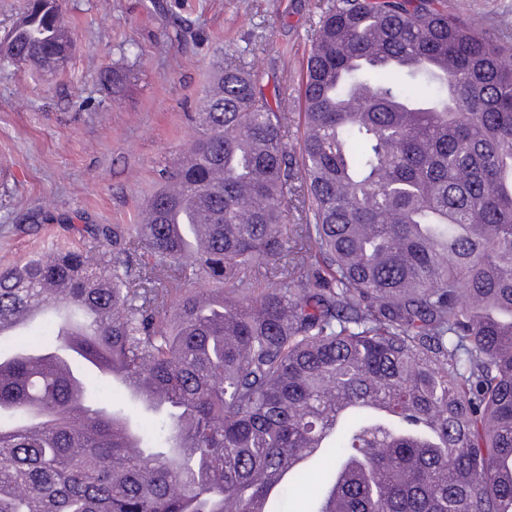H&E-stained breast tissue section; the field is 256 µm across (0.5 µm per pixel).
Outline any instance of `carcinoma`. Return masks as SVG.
Instances as JSON below:
<instances>
[{"mask_svg":"<svg viewBox=\"0 0 512 512\" xmlns=\"http://www.w3.org/2000/svg\"><path fill=\"white\" fill-rule=\"evenodd\" d=\"M480 25L335 0L297 148L227 63L152 220L0 269V512H288L318 454L309 512H512V44ZM4 41L44 71L71 37L30 0ZM126 378L159 434L98 398Z\"/></svg>","mask_w":512,"mask_h":512,"instance_id":"obj_1","label":"carcinoma"}]
</instances>
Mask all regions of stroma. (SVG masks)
<instances>
[{
	"instance_id": "obj_1",
	"label": "stroma",
	"mask_w": 512,
	"mask_h": 512,
	"mask_svg": "<svg viewBox=\"0 0 512 512\" xmlns=\"http://www.w3.org/2000/svg\"><path fill=\"white\" fill-rule=\"evenodd\" d=\"M329 0H59L72 47L35 75L0 63V268L89 224H135L196 138L189 121L221 61L243 60L279 111L302 109L303 67ZM512 39V0H448ZM111 70L113 86L98 76Z\"/></svg>"
}]
</instances>
